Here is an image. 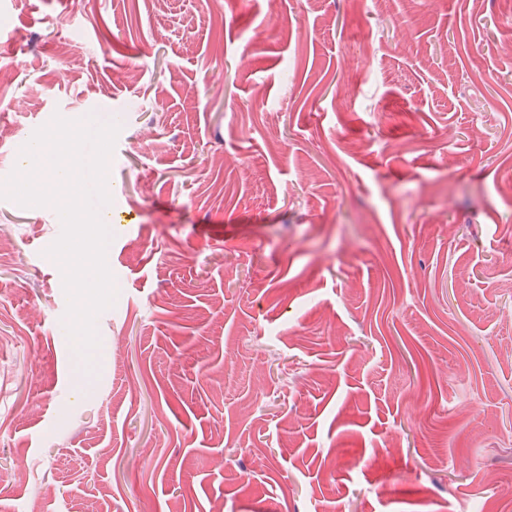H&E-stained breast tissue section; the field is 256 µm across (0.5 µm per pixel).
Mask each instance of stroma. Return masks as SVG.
I'll list each match as a JSON object with an SVG mask.
<instances>
[{
	"mask_svg": "<svg viewBox=\"0 0 512 512\" xmlns=\"http://www.w3.org/2000/svg\"><path fill=\"white\" fill-rule=\"evenodd\" d=\"M0 70V180L125 111L85 389L61 227L0 198V512L496 507L512 0H0Z\"/></svg>",
	"mask_w": 512,
	"mask_h": 512,
	"instance_id": "35a3bbf8",
	"label": "stroma"
}]
</instances>
